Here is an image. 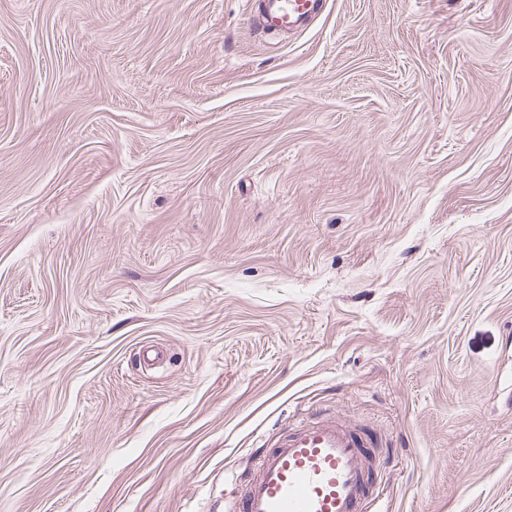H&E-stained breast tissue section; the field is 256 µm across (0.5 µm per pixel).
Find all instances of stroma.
I'll list each match as a JSON object with an SVG mask.
<instances>
[{
	"mask_svg": "<svg viewBox=\"0 0 512 512\" xmlns=\"http://www.w3.org/2000/svg\"><path fill=\"white\" fill-rule=\"evenodd\" d=\"M0 0V512H228L342 418L382 512H512V0ZM262 25L274 31L303 29L322 10L324 0H264Z\"/></svg>",
	"mask_w": 512,
	"mask_h": 512,
	"instance_id": "1",
	"label": "stroma"
}]
</instances>
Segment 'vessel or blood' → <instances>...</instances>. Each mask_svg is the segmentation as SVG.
<instances>
[{
	"label": "vessel or blood",
	"mask_w": 512,
	"mask_h": 512,
	"mask_svg": "<svg viewBox=\"0 0 512 512\" xmlns=\"http://www.w3.org/2000/svg\"><path fill=\"white\" fill-rule=\"evenodd\" d=\"M324 0H264L261 23L274 31L303 29ZM375 442L341 419L304 420L267 444L241 484L236 512H376Z\"/></svg>",
	"instance_id": "1"
}]
</instances>
